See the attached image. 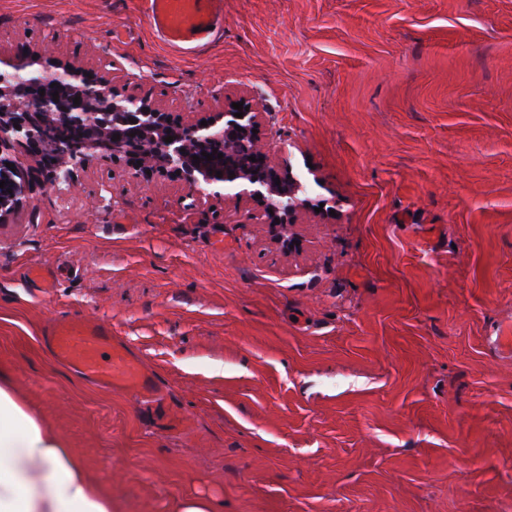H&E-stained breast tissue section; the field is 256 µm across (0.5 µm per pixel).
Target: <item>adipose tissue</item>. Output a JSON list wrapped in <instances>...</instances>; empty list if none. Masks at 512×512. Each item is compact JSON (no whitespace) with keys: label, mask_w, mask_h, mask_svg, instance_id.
Masks as SVG:
<instances>
[{"label":"adipose tissue","mask_w":512,"mask_h":512,"mask_svg":"<svg viewBox=\"0 0 512 512\" xmlns=\"http://www.w3.org/2000/svg\"><path fill=\"white\" fill-rule=\"evenodd\" d=\"M0 512H114L86 462L0 379Z\"/></svg>","instance_id":"obj_1"}]
</instances>
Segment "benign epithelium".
I'll use <instances>...</instances> for the list:
<instances>
[{
    "mask_svg": "<svg viewBox=\"0 0 512 512\" xmlns=\"http://www.w3.org/2000/svg\"><path fill=\"white\" fill-rule=\"evenodd\" d=\"M242 102L241 118L222 110L203 118L192 112L175 115L158 101L119 94L111 79L88 76L73 59L0 52V181L6 182L0 188V223L23 208L33 185L54 189L71 184L79 171L123 161L148 179L182 177L191 209L213 199L224 202L221 188L234 190L229 195L234 201L251 199L257 223L266 225L273 242L288 253L297 239L290 228L305 205L297 197L302 185L282 172L262 142L260 104ZM203 120L208 124L201 125ZM115 134L120 139L113 140ZM168 136L170 143L164 141ZM5 149L31 157L35 166L8 167ZM195 156L200 163H194Z\"/></svg>",
    "mask_w": 512,
    "mask_h": 512,
    "instance_id": "benign-epithelium-1",
    "label": "benign epithelium"
}]
</instances>
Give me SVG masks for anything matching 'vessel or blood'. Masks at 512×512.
<instances>
[{
	"instance_id": "vessel-or-blood-1",
	"label": "vessel or blood",
	"mask_w": 512,
	"mask_h": 512,
	"mask_svg": "<svg viewBox=\"0 0 512 512\" xmlns=\"http://www.w3.org/2000/svg\"><path fill=\"white\" fill-rule=\"evenodd\" d=\"M223 11L224 0H149L148 20L168 45L181 48L208 37ZM47 340L54 357L86 380L129 389L147 402L158 400L154 380L95 319L59 317L49 325Z\"/></svg>"
}]
</instances>
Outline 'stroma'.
Masks as SVG:
<instances>
[{
    "instance_id": "stroma-1",
    "label": "stroma",
    "mask_w": 512,
    "mask_h": 512,
    "mask_svg": "<svg viewBox=\"0 0 512 512\" xmlns=\"http://www.w3.org/2000/svg\"><path fill=\"white\" fill-rule=\"evenodd\" d=\"M147 14L0 0V51L54 43L173 112L251 97L308 186L302 246L122 162L34 188L0 224V372L118 512H512V0H224L183 51ZM62 315L110 325L162 400L60 364Z\"/></svg>"
}]
</instances>
